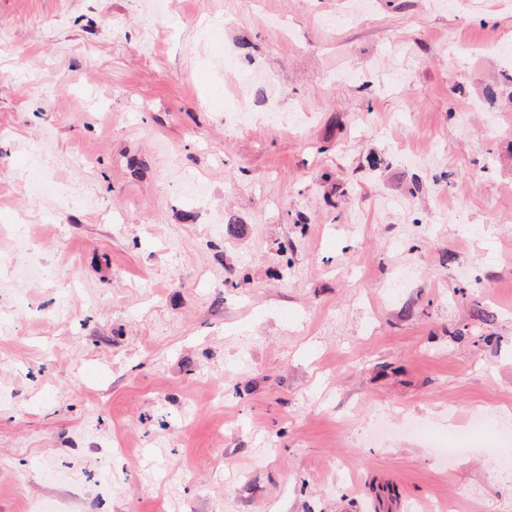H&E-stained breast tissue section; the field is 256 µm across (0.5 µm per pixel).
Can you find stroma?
<instances>
[{"label": "stroma", "mask_w": 512, "mask_h": 512, "mask_svg": "<svg viewBox=\"0 0 512 512\" xmlns=\"http://www.w3.org/2000/svg\"><path fill=\"white\" fill-rule=\"evenodd\" d=\"M169 10L0 0V512H512V0Z\"/></svg>", "instance_id": "1"}]
</instances>
